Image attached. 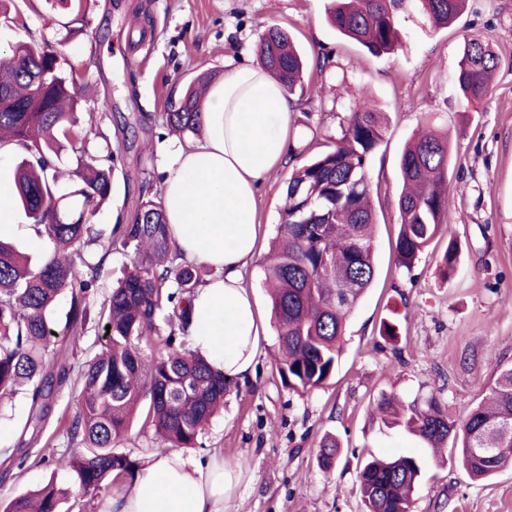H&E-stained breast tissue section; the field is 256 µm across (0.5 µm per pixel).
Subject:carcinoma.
I'll use <instances>...</instances> for the list:
<instances>
[{"label":"carcinoma","mask_w":512,"mask_h":512,"mask_svg":"<svg viewBox=\"0 0 512 512\" xmlns=\"http://www.w3.org/2000/svg\"><path fill=\"white\" fill-rule=\"evenodd\" d=\"M465 0H331L330 25L373 54L400 44L398 13L418 9L432 24L446 27L461 14ZM66 44L17 42L0 58V148L11 146L21 160L11 179L12 205L27 223L44 230L55 249L39 258L0 241V395L27 387L29 413L24 436L44 431L53 401L72 372L70 355L90 319V300L102 269L116 246L133 253L125 277L104 296L99 320L101 350L77 374L75 412L68 420L69 440L84 451L69 457L51 443L38 462L68 467L79 491H107L131 481L139 462L117 450L137 406L154 428L156 449L196 448L205 424L224 404L230 381L224 370L185 344L189 304L204 283L201 267L174 250L162 202L142 185L138 204L123 224L107 229L90 222L112 197V175L124 161L126 139L112 143L100 128L80 122L79 73L64 67ZM261 66L293 92L304 57L290 35L271 27L257 44ZM499 58L484 43H465L455 81L466 106L491 93ZM212 81L202 76L163 114L169 130L195 134L203 128V95ZM328 136L324 149L306 157L310 145L290 148L293 162L285 203L264 266L280 353L283 386L298 394L323 387L336 374L352 309L375 275V212L367 177L371 155L383 139L384 123L368 100L351 101ZM71 150L76 184L62 181L55 158ZM448 134L431 128L415 134L399 160L402 189L395 262L411 269L420 253L448 224ZM442 263L452 274L458 246L448 243ZM69 301L63 335L57 337L53 314L60 299ZM169 332L162 349L150 354L158 321ZM375 411L388 427L402 426L428 448L453 443L462 467L481 480L512 467V366L501 369L486 398L458 421L436 397L404 408L383 393ZM336 436L320 442L318 463L328 472L339 454ZM421 474L410 456L372 457L358 472L364 512H411ZM66 489L51 480L33 493L0 502V512H60Z\"/></svg>","instance_id":"cac0c4a2"}]
</instances>
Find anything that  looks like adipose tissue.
Here are the masks:
<instances>
[{
  "instance_id": "ef3b65f1",
  "label": "adipose tissue",
  "mask_w": 512,
  "mask_h": 512,
  "mask_svg": "<svg viewBox=\"0 0 512 512\" xmlns=\"http://www.w3.org/2000/svg\"><path fill=\"white\" fill-rule=\"evenodd\" d=\"M203 109V133L178 149L162 198L178 252L218 272L192 298L188 343L225 376L243 379L264 334L244 280L256 256L257 186L288 156L293 106L266 70L241 63L213 82ZM237 483L220 454L202 461L157 451L99 512H224Z\"/></svg>"
}]
</instances>
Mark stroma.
Returning a JSON list of instances; mask_svg holds the SVG:
<instances>
[{
    "label": "stroma",
    "mask_w": 512,
    "mask_h": 512,
    "mask_svg": "<svg viewBox=\"0 0 512 512\" xmlns=\"http://www.w3.org/2000/svg\"><path fill=\"white\" fill-rule=\"evenodd\" d=\"M82 34L69 36L70 15L55 0H26L0 17V50L18 41L67 45L66 60L80 68L81 109L116 134L121 119L146 112L162 117L201 73L222 75L227 65L257 62L256 46L272 25L286 29L308 67L290 129L311 143L336 134L354 98L366 97L385 116L384 139L368 177L377 226L375 278L353 310L335 377L322 389L298 394L283 387L277 371V338H266L249 379L236 382L224 409L205 427L197 456L220 453L239 483L224 512H362L358 470L366 458L419 457L422 478L412 512H512V468L485 481L472 480L454 451L445 460L402 428L372 415L380 393L419 405L436 396L454 419H463L512 364V0H467L461 16L432 27L415 11L402 13L403 43L376 56L336 33L327 20L331 0H84ZM477 39L498 55L492 92L468 107L454 82L466 40ZM331 60L325 72L318 53ZM446 130L453 155L448 183V224L411 269L397 267L392 244L399 214V159L419 129ZM187 135L138 131L127 142V164L115 171L112 199L92 218L104 226L133 212L142 183L161 189L167 167ZM290 165L273 169L258 189V252L245 273L262 313L270 302L263 254L275 235ZM461 247L455 273H442L449 242ZM396 316L397 342L380 334ZM63 386L40 439L59 452H80L58 417L73 406ZM29 401L17 393L0 409V458L15 452ZM336 435L341 451L332 472L318 465L319 441ZM70 487L56 463L0 473V499L38 488L49 478Z\"/></svg>",
    "instance_id": "35a3bbf8"
}]
</instances>
